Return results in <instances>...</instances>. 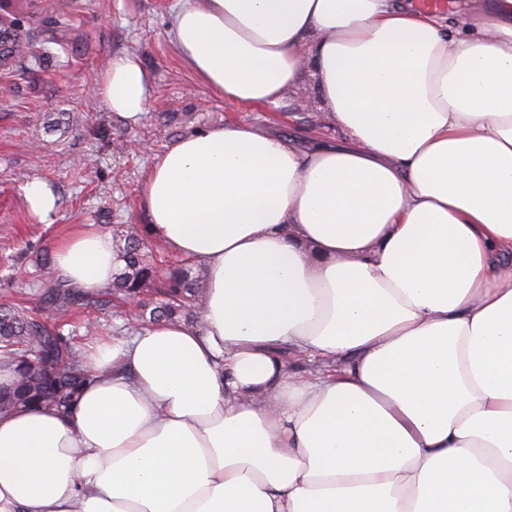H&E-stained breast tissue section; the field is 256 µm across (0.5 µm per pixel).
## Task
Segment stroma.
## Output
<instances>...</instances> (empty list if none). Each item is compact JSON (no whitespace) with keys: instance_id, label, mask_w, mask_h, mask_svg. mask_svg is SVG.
<instances>
[{"instance_id":"35a3bbf8","label":"stroma","mask_w":512,"mask_h":512,"mask_svg":"<svg viewBox=\"0 0 512 512\" xmlns=\"http://www.w3.org/2000/svg\"><path fill=\"white\" fill-rule=\"evenodd\" d=\"M176 0H70L62 37L34 73L24 65L0 71V299L26 292L36 300L53 283L43 259L74 225L120 235L146 223L142 183L155 158L185 133L224 123L263 129L305 145L338 138L312 73L281 102L230 106L199 81L170 37ZM130 55L151 75L147 110L138 121L111 112L93 91L115 57ZM47 181L61 207L38 223L22 187Z\"/></svg>"}]
</instances>
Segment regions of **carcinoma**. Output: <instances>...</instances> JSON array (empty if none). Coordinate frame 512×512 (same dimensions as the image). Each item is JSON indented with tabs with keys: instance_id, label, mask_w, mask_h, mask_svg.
Wrapping results in <instances>:
<instances>
[{
	"instance_id": "cac0c4a2",
	"label": "carcinoma",
	"mask_w": 512,
	"mask_h": 512,
	"mask_svg": "<svg viewBox=\"0 0 512 512\" xmlns=\"http://www.w3.org/2000/svg\"><path fill=\"white\" fill-rule=\"evenodd\" d=\"M146 225L132 227L118 249L112 286L95 295L55 282L40 292L37 309L14 300L0 303V361L13 366L17 379L0 387V414L21 408H47L68 415L95 374L79 358L72 338L61 331L71 313L92 308L107 313L116 302L143 301V325L162 321L198 322L206 293L205 278L187 268L160 273L153 255L143 251Z\"/></svg>"
}]
</instances>
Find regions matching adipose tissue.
Segmentation results:
<instances>
[{"mask_svg":"<svg viewBox=\"0 0 512 512\" xmlns=\"http://www.w3.org/2000/svg\"><path fill=\"white\" fill-rule=\"evenodd\" d=\"M179 0L181 59L230 105L312 72L343 140L227 124L160 155L152 239L207 274L198 326L100 338L73 413L0 415V512H512V0ZM145 112L128 56L95 82ZM120 261L81 227L56 276ZM341 359L289 373L275 352ZM444 1V2H442ZM479 1V0H478ZM478 1L474 0H422L425 7H440L442 13L462 22L467 20ZM461 7L459 8V5Z\"/></svg>","mask_w":512,"mask_h":512,"instance_id":"1","label":"adipose tissue"}]
</instances>
